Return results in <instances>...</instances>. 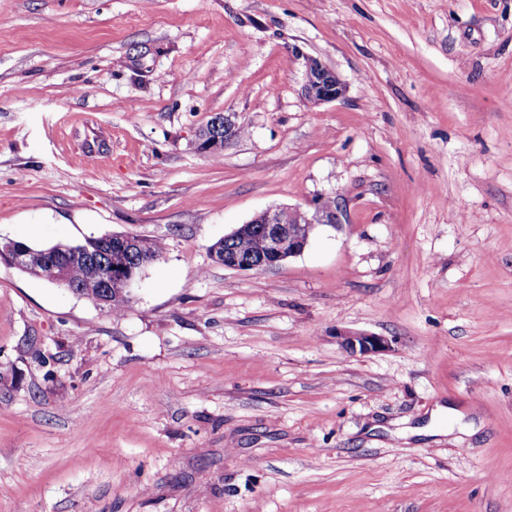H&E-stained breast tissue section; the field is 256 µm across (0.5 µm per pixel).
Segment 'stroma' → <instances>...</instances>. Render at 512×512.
I'll return each mask as SVG.
<instances>
[{
	"mask_svg": "<svg viewBox=\"0 0 512 512\" xmlns=\"http://www.w3.org/2000/svg\"><path fill=\"white\" fill-rule=\"evenodd\" d=\"M113 232L119 313L0 263V512H512V0H0V237ZM344 84L332 71L316 59H308L305 95L315 103L335 101L344 93ZM236 127L237 124L232 120V116L225 114L216 116L208 129L200 131L197 142L198 149L204 153L219 155L215 152L223 151L224 144L233 138L234 132V137L244 134L242 128L236 129ZM253 224L256 226L264 224L261 229L265 245L262 259V237L257 232L252 231L243 236L237 235L231 238L235 234H244L246 231L252 230ZM312 224H336V213L323 207L321 203L311 218L299 208H270L256 214L231 234L224 236V239L213 244L211 246L212 255L217 262L224 264V268L238 271L257 270V266L254 264L260 261L261 268L259 269L278 267L290 257L305 250L309 242V228L312 227ZM228 238L231 240L224 243V240ZM217 245L220 246L218 250ZM219 253H221L220 256H217ZM232 256L250 260L254 264L248 261L225 259V257ZM336 340L350 353L370 355L384 352L390 345L387 339L368 333L336 330Z\"/></svg>",
	"mask_w": 512,
	"mask_h": 512,
	"instance_id": "obj_1",
	"label": "stroma"
}]
</instances>
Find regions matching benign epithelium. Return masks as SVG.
<instances>
[{
    "label": "benign epithelium",
    "mask_w": 512,
    "mask_h": 512,
    "mask_svg": "<svg viewBox=\"0 0 512 512\" xmlns=\"http://www.w3.org/2000/svg\"><path fill=\"white\" fill-rule=\"evenodd\" d=\"M304 92L310 100L321 104L340 98L344 93V84L336 72L311 58L308 60ZM236 127L232 116H216L209 128L200 131L198 149L204 153L223 151L224 144L233 138ZM334 223L336 213L321 205L311 217L298 208L275 207L256 214L234 233L243 234L251 230L254 224L262 225L265 252L259 267L269 269L282 265L305 250L312 225ZM106 248L131 255L143 251L144 244L138 237L112 234L88 238L83 243L73 245L57 244L37 251L22 241L0 238V262L55 283L67 281L68 265L81 262L86 267V273L78 285V293L102 305L107 302L109 295L129 291L136 281L133 269L124 264H108L101 259ZM336 340L345 350L363 356L389 349L387 339L368 333L338 330Z\"/></svg>",
    "instance_id": "benign-epithelium-1"
}]
</instances>
